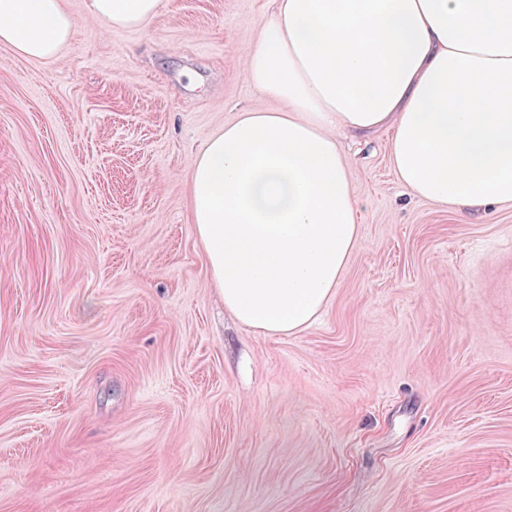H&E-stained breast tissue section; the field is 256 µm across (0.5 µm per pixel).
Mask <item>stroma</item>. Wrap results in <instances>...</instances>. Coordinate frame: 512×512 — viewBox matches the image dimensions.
Listing matches in <instances>:
<instances>
[{
    "label": "stroma",
    "mask_w": 512,
    "mask_h": 512,
    "mask_svg": "<svg viewBox=\"0 0 512 512\" xmlns=\"http://www.w3.org/2000/svg\"><path fill=\"white\" fill-rule=\"evenodd\" d=\"M0 45V512H512V204L411 195L338 143L358 248L288 335L225 310L189 167L244 109L271 0Z\"/></svg>",
    "instance_id": "obj_1"
}]
</instances>
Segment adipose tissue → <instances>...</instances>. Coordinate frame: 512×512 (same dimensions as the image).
Here are the masks:
<instances>
[{"label":"adipose tissue","mask_w":512,"mask_h":512,"mask_svg":"<svg viewBox=\"0 0 512 512\" xmlns=\"http://www.w3.org/2000/svg\"><path fill=\"white\" fill-rule=\"evenodd\" d=\"M162 0H86L139 28ZM64 0H0V44L56 57ZM245 76L277 109L245 110L189 170L195 224L225 308L272 334L309 326L359 243L339 133H392L414 196L472 209L512 203V0H274Z\"/></svg>","instance_id":"ef3b65f1"}]
</instances>
